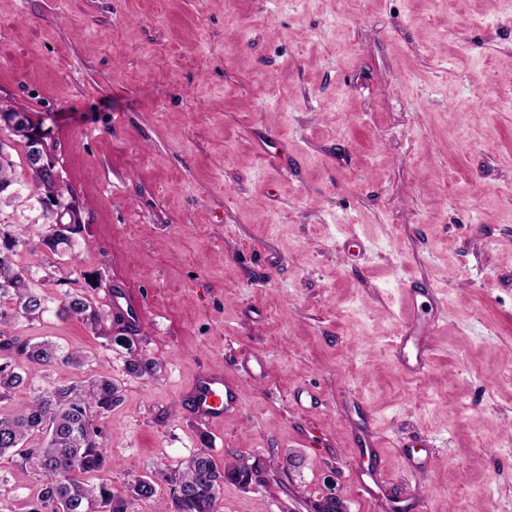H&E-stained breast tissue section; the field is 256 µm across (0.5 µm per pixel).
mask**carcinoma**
Segmentation results:
<instances>
[{
    "label": "carcinoma",
    "instance_id": "carcinoma-1",
    "mask_svg": "<svg viewBox=\"0 0 512 512\" xmlns=\"http://www.w3.org/2000/svg\"><path fill=\"white\" fill-rule=\"evenodd\" d=\"M32 184L16 176L14 163L0 164V326L19 319L41 320L52 314L58 318H76L97 328L112 318V311L96 305L86 294L67 292L54 299L32 286L29 266L19 262V247L27 227L9 221L1 208L11 205L29 191L27 199L39 204L55 197L66 205L62 223L40 214L46 224L36 248L62 257L72 251L74 235L81 232L80 209L69 189L46 170L29 169ZM114 342L127 346L125 371L133 377L153 376L158 363L145 359L128 346L122 336ZM8 353L0 357V399L12 390L28 388L31 404L16 416H0V463L20 458L42 476L36 498L27 512H127L134 500L154 498L156 486H170L174 512H218L221 487L249 476L254 464L237 457L218 466L204 450L196 453L184 466L137 476L121 487L101 479L87 481V475L104 470L106 448L99 421L121 401L119 388L109 376H93L80 382L59 383L34 388V376L22 374L13 364L23 357L30 364L49 367L62 363L82 367L88 356L82 352H63L51 341L37 343L7 342Z\"/></svg>",
    "mask_w": 512,
    "mask_h": 512
}]
</instances>
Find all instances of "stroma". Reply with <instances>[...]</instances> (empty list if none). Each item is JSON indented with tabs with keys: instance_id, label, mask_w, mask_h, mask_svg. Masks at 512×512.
<instances>
[{
	"instance_id": "35a3bbf8",
	"label": "stroma",
	"mask_w": 512,
	"mask_h": 512,
	"mask_svg": "<svg viewBox=\"0 0 512 512\" xmlns=\"http://www.w3.org/2000/svg\"><path fill=\"white\" fill-rule=\"evenodd\" d=\"M512 0H0V102L41 126L82 209L47 294H143L124 371L104 333L5 327L112 376L114 486L199 450L263 475L219 512H512ZM427 284L430 357L394 341ZM265 356L244 380V355ZM243 382L207 423L199 373ZM0 512H27L7 466ZM115 343H121L128 346V359L125 361V371L133 377L153 376L158 371V363L151 359H145L136 351L132 350V346L128 338L117 336L113 339ZM129 342V343H128Z\"/></svg>"
}]
</instances>
